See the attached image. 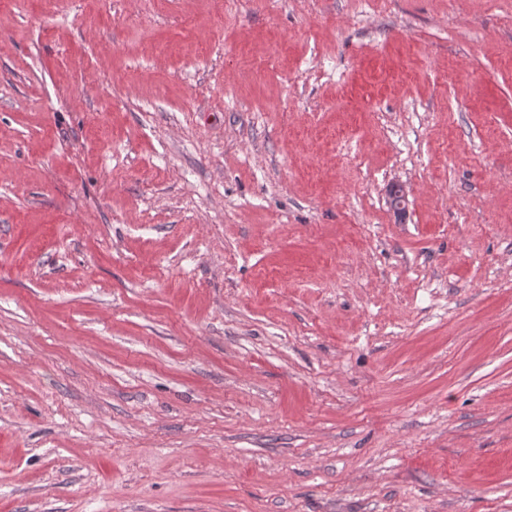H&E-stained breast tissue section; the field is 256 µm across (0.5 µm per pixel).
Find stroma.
I'll return each instance as SVG.
<instances>
[{"mask_svg": "<svg viewBox=\"0 0 512 512\" xmlns=\"http://www.w3.org/2000/svg\"><path fill=\"white\" fill-rule=\"evenodd\" d=\"M0 512H512V0H0Z\"/></svg>", "mask_w": 512, "mask_h": 512, "instance_id": "1", "label": "stroma"}]
</instances>
